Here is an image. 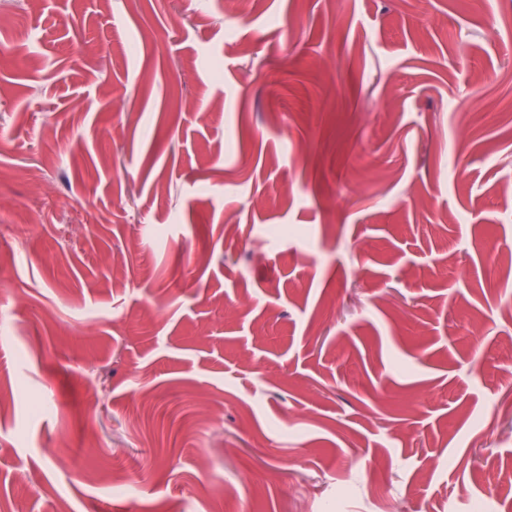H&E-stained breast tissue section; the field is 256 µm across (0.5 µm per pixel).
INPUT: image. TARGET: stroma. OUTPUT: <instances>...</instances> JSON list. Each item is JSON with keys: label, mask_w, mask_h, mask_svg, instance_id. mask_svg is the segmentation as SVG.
Returning <instances> with one entry per match:
<instances>
[{"label": "stroma", "mask_w": 512, "mask_h": 512, "mask_svg": "<svg viewBox=\"0 0 512 512\" xmlns=\"http://www.w3.org/2000/svg\"><path fill=\"white\" fill-rule=\"evenodd\" d=\"M496 4L0 0V512H512Z\"/></svg>", "instance_id": "obj_1"}]
</instances>
